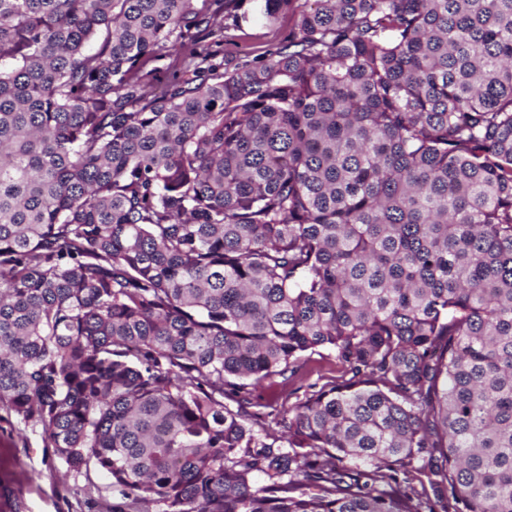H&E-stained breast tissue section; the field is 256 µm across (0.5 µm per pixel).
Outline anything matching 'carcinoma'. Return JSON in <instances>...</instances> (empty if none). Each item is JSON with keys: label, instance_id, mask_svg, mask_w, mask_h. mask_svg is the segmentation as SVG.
Returning <instances> with one entry per match:
<instances>
[{"label": "carcinoma", "instance_id": "carcinoma-1", "mask_svg": "<svg viewBox=\"0 0 512 512\" xmlns=\"http://www.w3.org/2000/svg\"><path fill=\"white\" fill-rule=\"evenodd\" d=\"M295 2L226 67L224 0H0V410L112 512H512V0ZM241 11H235L232 6L224 9V28L223 37L216 35L206 36V32H201V45L209 46L211 50L221 51L218 59L224 56V61L239 57H248L250 60L264 57L269 50L274 49L281 41L288 37V32L292 27V16L288 12L281 15L277 24L266 26L260 22L242 23L241 29L233 26L234 13L240 14ZM223 38L220 44L216 42ZM178 68L175 57L170 56L159 61H149L143 69V74L148 73L147 79L159 88ZM307 356L309 358L302 374L291 377L287 372L285 376H276L261 385L248 386L247 392L252 403L250 410L263 416L262 422L271 435H281V428L272 422L273 416H267L273 408L277 411L283 410L284 407L288 408L303 398L306 391L311 390L308 388L309 385L316 383V387L319 388L335 380L339 382L345 374V367L336 359V354L332 350L318 349Z\"/></svg>", "mask_w": 512, "mask_h": 512}]
</instances>
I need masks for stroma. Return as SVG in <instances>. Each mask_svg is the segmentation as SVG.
Instances as JSON below:
<instances>
[{
	"label": "stroma",
	"mask_w": 512,
	"mask_h": 512,
	"mask_svg": "<svg viewBox=\"0 0 512 512\" xmlns=\"http://www.w3.org/2000/svg\"><path fill=\"white\" fill-rule=\"evenodd\" d=\"M222 36H202L205 46L218 47L227 59H259L283 41L291 27V14L278 23L233 25L232 9L224 11ZM344 366L334 351L320 349L310 354L301 374L277 376L249 388L253 412L262 414L269 434L281 429L272 421V409L292 406L303 398L309 385L341 380ZM122 497L111 479L98 470H74L66 461L43 447L40 431L23 427L14 416L0 410V512H110Z\"/></svg>",
	"instance_id": "1"
}]
</instances>
